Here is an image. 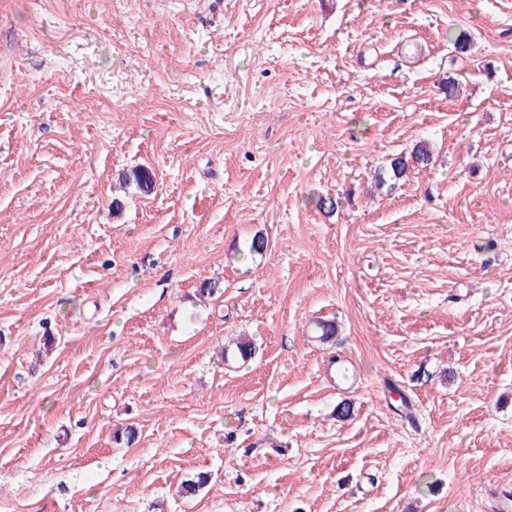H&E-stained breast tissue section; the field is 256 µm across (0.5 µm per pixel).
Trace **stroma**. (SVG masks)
<instances>
[{
	"mask_svg": "<svg viewBox=\"0 0 512 512\" xmlns=\"http://www.w3.org/2000/svg\"><path fill=\"white\" fill-rule=\"evenodd\" d=\"M496 486L512 0H0V512H494ZM431 153L425 144L417 145L410 155L409 158L406 156H398L394 158L390 163L389 190L392 189V185H395L396 181H399L407 176V173L414 164L417 165H428L431 161ZM413 163V164H412Z\"/></svg>",
	"mask_w": 512,
	"mask_h": 512,
	"instance_id": "1",
	"label": "stroma"
}]
</instances>
